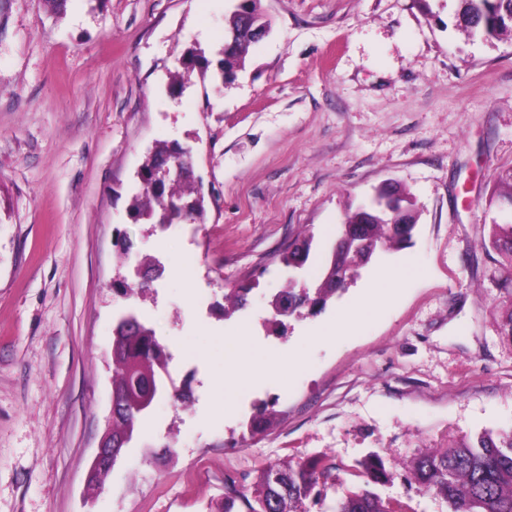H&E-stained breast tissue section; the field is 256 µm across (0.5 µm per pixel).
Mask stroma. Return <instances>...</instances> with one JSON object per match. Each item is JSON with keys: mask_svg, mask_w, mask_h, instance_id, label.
Segmentation results:
<instances>
[{"mask_svg": "<svg viewBox=\"0 0 512 512\" xmlns=\"http://www.w3.org/2000/svg\"><path fill=\"white\" fill-rule=\"evenodd\" d=\"M237 0H0V512H216L286 459L337 464L333 512L379 454L375 486L413 512L414 457L512 428V265L489 244L512 168V34L471 35L459 0H261L269 33L233 83L186 70L224 56ZM189 152L199 224L134 220L158 144ZM395 184L411 244L376 254L320 313L269 322L321 264L349 208ZM164 268L128 302L119 236ZM246 308L221 316L229 289ZM135 307L173 355L190 406L158 401L102 489L85 480L112 402V329ZM274 423L248 434L255 403Z\"/></svg>", "mask_w": 512, "mask_h": 512, "instance_id": "stroma-1", "label": "stroma"}]
</instances>
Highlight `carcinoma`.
<instances>
[{
	"label": "carcinoma",
	"instance_id": "1",
	"mask_svg": "<svg viewBox=\"0 0 512 512\" xmlns=\"http://www.w3.org/2000/svg\"><path fill=\"white\" fill-rule=\"evenodd\" d=\"M459 21L464 28L485 37L512 32V0H459ZM253 39L236 41L235 49L220 61L222 76L232 75L245 64ZM171 149L156 148L142 166L145 200L134 199L133 215L151 224L166 227L171 224L196 223L204 217V196L181 187L176 176L170 189L165 178L176 170ZM502 190L492 193L489 204L512 207V171L499 177ZM395 197L394 207L385 199ZM419 218V210L411 193L388 185L376 190L372 199L345 214L337 225L341 236L344 225L361 224L368 242L369 256L378 252L400 250L411 243ZM313 238H305L282 257L292 268L302 267L309 257ZM491 247L508 258L512 265V221L492 224ZM352 266H339L327 258L325 266L310 273L313 287H291L270 301L272 322L291 316L302 308L316 313L323 310L338 292L331 284L348 283ZM172 356L152 329L137 322L136 328L113 332L112 360L116 374L112 378V398L118 409L112 418V437L133 438L146 413L138 410L140 392L135 383L170 374ZM274 400H262L254 405L249 423L257 434L271 425L275 418ZM365 486L347 491L336 503L335 512H414L405 502L384 499L368 489L370 484H386L392 480L383 459L370 454L358 463ZM407 479L420 492L431 493L448 503V512H512V429L496 435L488 432L472 442L454 443L432 453L413 458L407 466ZM336 463L326 457H308L299 462H282L263 468L253 483L250 494L235 488L229 490L217 512H236L241 502L243 512H302L305 501L316 500L321 487L333 476Z\"/></svg>",
	"mask_w": 512,
	"mask_h": 512
}]
</instances>
